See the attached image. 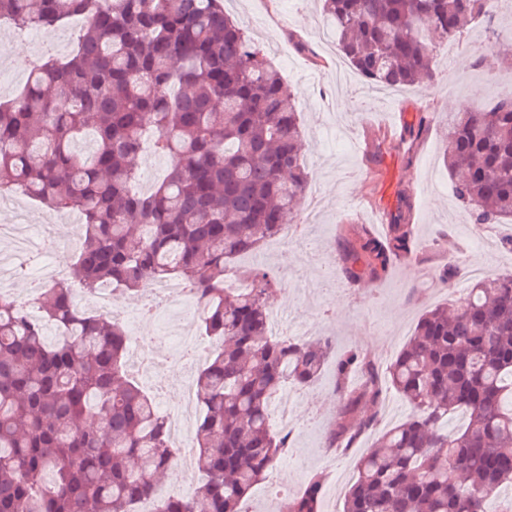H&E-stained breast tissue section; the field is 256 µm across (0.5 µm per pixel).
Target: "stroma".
I'll return each mask as SVG.
<instances>
[{"mask_svg":"<svg viewBox=\"0 0 512 512\" xmlns=\"http://www.w3.org/2000/svg\"><path fill=\"white\" fill-rule=\"evenodd\" d=\"M224 7L293 89L309 186L325 198L324 210L303 236L276 251L261 246L238 263L275 267L280 285L272 307L287 311L291 322L306 325L313 337H331L335 354L358 348L389 363L425 310L466 296L468 285L460 278L453 288H439L435 275L443 267L465 260L490 274L512 271V252L500 248L498 234L479 235L473 225L455 223L460 209L442 162L449 114L470 105L468 91L475 84L512 77V42L498 44L490 62L482 64L466 41L448 45L435 59L434 82L386 94L369 90L354 71L340 85L322 80L335 59L319 41L325 19L317 0H226ZM44 50L0 33V61L15 75L10 91L24 86L32 60ZM419 112L429 113L431 122L421 139L411 141L404 130ZM405 202L419 243L413 258L394 264L382 282H347L340 238L352 236L365 211L383 215L384 224L374 233L385 236L386 225L395 223ZM325 263L334 270L327 289L308 300L299 287L319 278ZM335 384L336 366L330 362L312 387L300 389L294 411L297 438L288 450L293 464L274 466L243 502L244 512H262L279 480H287L289 492L296 494L316 472L326 475L332 489L323 499V512H343L356 477L355 456L323 445L337 410Z\"/></svg>","mask_w":512,"mask_h":512,"instance_id":"35a3bbf8","label":"stroma"}]
</instances>
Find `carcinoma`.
<instances>
[{"instance_id": "1", "label": "carcinoma", "mask_w": 512, "mask_h": 512, "mask_svg": "<svg viewBox=\"0 0 512 512\" xmlns=\"http://www.w3.org/2000/svg\"><path fill=\"white\" fill-rule=\"evenodd\" d=\"M487 0H324L339 53L368 83L433 80L442 43L494 15ZM89 17L73 52L42 54L0 102V193L20 188L49 211L84 217L71 277L28 300L0 293V512H136L169 473L165 416L130 375L125 327L79 309L75 287L143 294L177 279L201 305L214 348L196 379L193 495L158 512H242L250 490L288 452L271 422L286 385L319 379L332 341L270 336L271 268L234 261L281 234L305 196L300 112L264 51L222 0H0V23L24 34ZM173 165L133 189L147 128ZM444 159L469 222L512 223V94L457 113ZM400 218L382 243L343 256L351 283L380 281L411 254ZM361 384L352 387L350 378ZM410 408L356 459L344 512H486L512 485V274L485 277L460 302L424 311L381 370L362 350L336 360V416L324 436L346 450L380 426L384 389ZM313 474L284 512H320Z\"/></svg>"}]
</instances>
